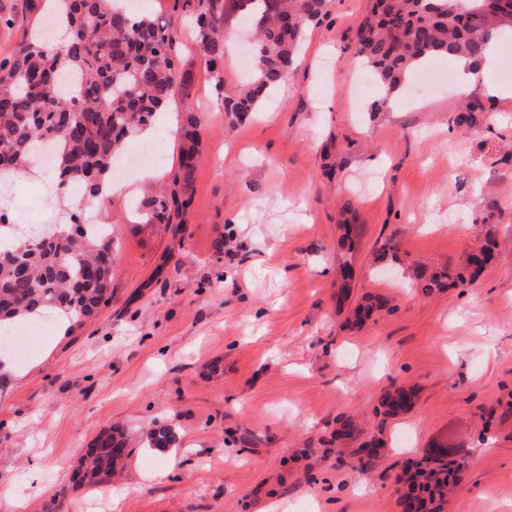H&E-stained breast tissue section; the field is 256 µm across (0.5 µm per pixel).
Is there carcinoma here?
I'll return each mask as SVG.
<instances>
[{"instance_id":"1","label":"carcinoma","mask_w":512,"mask_h":512,"mask_svg":"<svg viewBox=\"0 0 512 512\" xmlns=\"http://www.w3.org/2000/svg\"><path fill=\"white\" fill-rule=\"evenodd\" d=\"M118 0H63L60 17L70 38L61 48L48 46L37 32L0 61V183L21 173L42 143L53 144L59 187H80L82 200H99V185L112 173L113 160L127 139L153 125L179 94L189 90L175 65L177 19L191 24L223 111L244 116L256 112L284 84L309 27L329 11L330 0H174L175 16L159 22L148 14L124 11ZM484 0H372L370 13L359 25L354 56L370 70L385 96L397 93L407 75L433 57L462 58L475 67L488 43L501 30L512 31V0L494 12ZM253 27L257 36L252 75L232 89L224 72L225 30ZM477 98L457 113V126L474 123ZM179 172L168 189L143 203L148 221L168 223L171 213L189 204V181L197 164L199 122L190 105ZM69 219L77 231L65 236L54 230L16 235L0 248V322L42 309H54L82 323L97 316L106 304L112 282V235L97 234ZM473 274L427 273L415 278L426 294L454 287ZM386 305L381 296H368L353 311V322L369 318ZM415 391L395 386L383 393L379 405L386 417L412 408ZM358 427L351 417L339 420L334 439H352ZM125 437L117 428L101 432L74 472V482L90 487L112 479L121 467ZM460 466L405 469L399 483L433 491L444 499L449 480Z\"/></svg>"}]
</instances>
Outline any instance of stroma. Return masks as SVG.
I'll return each instance as SVG.
<instances>
[{
	"mask_svg": "<svg viewBox=\"0 0 512 512\" xmlns=\"http://www.w3.org/2000/svg\"><path fill=\"white\" fill-rule=\"evenodd\" d=\"M369 0H332L288 81L236 119L187 30L178 66L191 89L200 151L180 222H150L143 201L179 167L182 137L158 142L138 189L101 204L112 222L111 295L96 318L42 334L0 388V512H405L395 477L438 443L467 448L443 512H498L512 499V36L471 90L483 108L453 122L458 87L372 111L378 82L352 55ZM34 23L25 0H0V59ZM498 94H490V87ZM30 225L69 208L45 179L12 186ZM358 224L354 252L340 246ZM499 249L465 285L422 293L416 268L463 270L486 230ZM395 249L385 259L384 240ZM354 266L339 301L340 266ZM386 307L348 325L367 295ZM414 407L383 420L391 385ZM352 416L384 447L371 469L355 443L333 445ZM127 438L123 473L76 485L96 435ZM165 427L173 447L153 448ZM25 459L30 478L13 466Z\"/></svg>",
	"mask_w": 512,
	"mask_h": 512,
	"instance_id": "obj_1",
	"label": "stroma"
}]
</instances>
